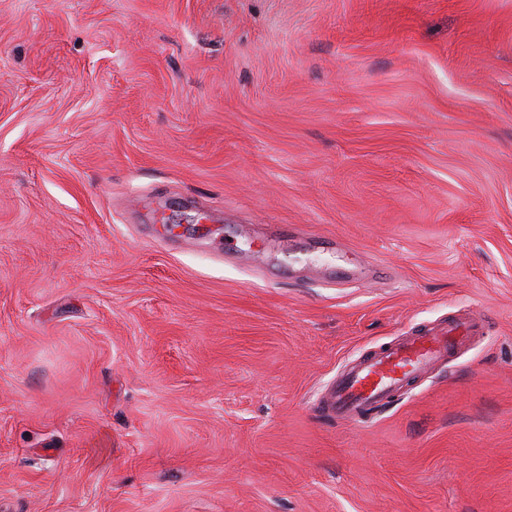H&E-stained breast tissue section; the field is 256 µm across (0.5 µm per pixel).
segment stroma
Instances as JSON below:
<instances>
[{
	"mask_svg": "<svg viewBox=\"0 0 512 512\" xmlns=\"http://www.w3.org/2000/svg\"><path fill=\"white\" fill-rule=\"evenodd\" d=\"M0 512H512V0H0ZM480 318L457 324H435L416 336L387 344L348 363L318 405L336 423L357 422L386 405L414 380L446 365L460 338L483 333Z\"/></svg>",
	"mask_w": 512,
	"mask_h": 512,
	"instance_id": "obj_1",
	"label": "stroma"
}]
</instances>
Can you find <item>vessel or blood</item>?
<instances>
[{
    "instance_id": "1",
    "label": "vessel or blood",
    "mask_w": 512,
    "mask_h": 512,
    "mask_svg": "<svg viewBox=\"0 0 512 512\" xmlns=\"http://www.w3.org/2000/svg\"><path fill=\"white\" fill-rule=\"evenodd\" d=\"M483 329L480 318L469 316L365 353L348 363L325 391L318 405L321 416L351 423L382 409L414 380L446 364L462 337L480 335Z\"/></svg>"
}]
</instances>
